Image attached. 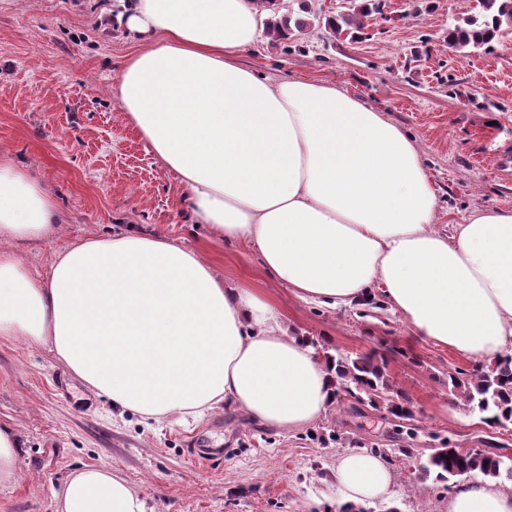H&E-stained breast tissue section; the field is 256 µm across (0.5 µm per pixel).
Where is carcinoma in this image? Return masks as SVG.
I'll use <instances>...</instances> for the list:
<instances>
[{"mask_svg": "<svg viewBox=\"0 0 512 512\" xmlns=\"http://www.w3.org/2000/svg\"><path fill=\"white\" fill-rule=\"evenodd\" d=\"M259 10L270 11L266 34L274 44L288 40L293 31H302L306 22L279 14L278 0H254ZM354 6L328 20L330 30L359 37L366 21L375 11L371 0H353ZM512 30V0H479V11L461 17L448 27L446 40L454 49L482 48L499 40ZM323 358L336 378V395L345 392L358 402L375 409H383L394 417L414 420L405 396L393 392L387 373V357L374 353L354 358L340 352L325 353ZM450 393L461 397L480 414L482 422L493 426L512 427V356L506 355L490 365L470 371L448 372ZM418 471L438 483L448 484L452 479L478 472L492 479L512 482V460L501 456L496 448H457L442 445L431 448L418 461Z\"/></svg>", "mask_w": 512, "mask_h": 512, "instance_id": "cac0c4a2", "label": "carcinoma"}]
</instances>
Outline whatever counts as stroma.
<instances>
[{
    "instance_id": "obj_1",
    "label": "stroma",
    "mask_w": 512,
    "mask_h": 512,
    "mask_svg": "<svg viewBox=\"0 0 512 512\" xmlns=\"http://www.w3.org/2000/svg\"><path fill=\"white\" fill-rule=\"evenodd\" d=\"M103 0H0V150L53 196L61 231L20 248L22 263L47 276L59 248L134 228L199 250L227 283L248 282L279 302L290 333L319 351L387 353L394 391L409 398L413 425L341 396L316 422L281 431L225 405L201 419L156 423L117 416L98 392L46 349L0 337V425L20 442L18 475L0 487V512H56L65 481L105 465L148 500L153 512H336L331 480L352 450H385L392 495L370 512H448V490L422 480L415 456L449 440L460 448L506 446L448 390V371L471 370L457 353L421 339L388 304L332 309L297 300L264 270L256 250L195 223L174 173L158 161L121 109L117 85L136 42L102 30ZM310 25L288 44L261 38L242 65L275 80L336 84L411 136L438 190L435 230L447 233L473 210H512V34L475 53L448 48L450 24L474 0H384L362 36L333 35L341 0H281L282 14ZM208 439L219 457L202 465L188 448ZM412 449L405 457L404 449Z\"/></svg>"
}]
</instances>
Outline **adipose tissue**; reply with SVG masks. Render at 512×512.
Wrapping results in <instances>:
<instances>
[{
  "instance_id": "obj_1",
  "label": "adipose tissue",
  "mask_w": 512,
  "mask_h": 512,
  "mask_svg": "<svg viewBox=\"0 0 512 512\" xmlns=\"http://www.w3.org/2000/svg\"><path fill=\"white\" fill-rule=\"evenodd\" d=\"M137 40L121 107L178 174L196 223L254 247L299 300L348 307L380 290L416 336L483 366L512 354V210L477 209L434 230L438 194L408 135L335 84L270 80L238 56L257 40L253 0H118ZM52 195L0 151V337H20L116 409L160 422L229 403L297 430L336 401L334 376L289 334L263 289L230 286L200 251L129 231L57 250L33 276L21 244L50 237ZM347 503L393 492L382 458L340 456ZM56 512H148L105 466L72 476ZM448 512H512V492L476 476Z\"/></svg>"
}]
</instances>
